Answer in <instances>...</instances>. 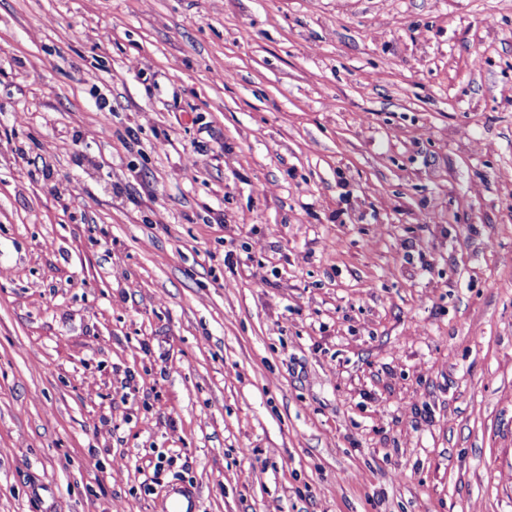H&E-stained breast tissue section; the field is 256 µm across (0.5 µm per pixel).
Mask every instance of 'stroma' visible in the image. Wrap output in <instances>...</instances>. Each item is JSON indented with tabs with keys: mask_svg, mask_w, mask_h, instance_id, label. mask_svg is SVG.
<instances>
[{
	"mask_svg": "<svg viewBox=\"0 0 512 512\" xmlns=\"http://www.w3.org/2000/svg\"><path fill=\"white\" fill-rule=\"evenodd\" d=\"M512 512V0H0V512ZM165 512H200V496L198 491L188 485L171 488L165 502Z\"/></svg>",
	"mask_w": 512,
	"mask_h": 512,
	"instance_id": "1",
	"label": "stroma"
}]
</instances>
